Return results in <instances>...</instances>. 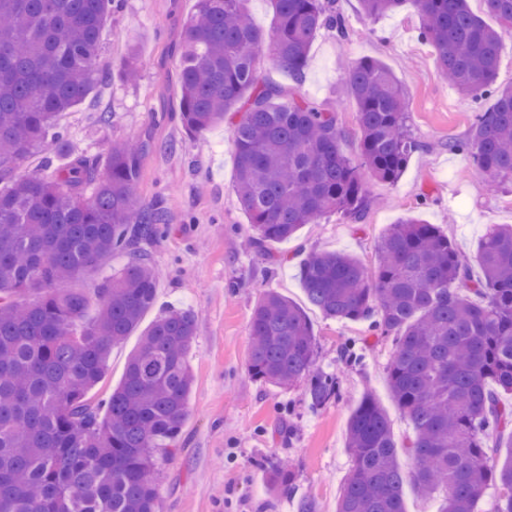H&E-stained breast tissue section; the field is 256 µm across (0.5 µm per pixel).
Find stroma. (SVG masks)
<instances>
[{
    "label": "stroma",
    "mask_w": 512,
    "mask_h": 512,
    "mask_svg": "<svg viewBox=\"0 0 512 512\" xmlns=\"http://www.w3.org/2000/svg\"><path fill=\"white\" fill-rule=\"evenodd\" d=\"M194 5L195 0H122L99 51L109 81L61 118L73 158L105 156L116 141L148 144L135 196L158 202L169 219L166 236L143 246L159 274L156 301L138 332L113 348L102 389L111 391L122 381L141 331L164 310H190L196 324L189 354L194 384L179 449L156 474L162 512H297L301 498L310 500L314 512H336L349 470L345 433L353 405L371 393L397 440L411 435L412 427L387 386L391 342L370 335L366 323L330 319L313 307L299 265L309 253L336 251L375 269L384 235L407 216L439 225L475 261L488 225H512V184L491 189L489 177L468 156L450 152L448 141L466 137L477 113L492 101H465L449 85L432 47L419 37L412 6L370 20L359 0H337L349 39L320 29L298 83L263 53L261 77L335 111L343 149L357 160L360 131L346 69L363 58L379 60L410 92V125L421 147L395 184L367 179L370 207L361 223L326 214L272 245L268 261L243 249L252 231L234 190L228 125L192 135L179 118L182 29ZM131 45L139 49L141 69L128 82L117 66ZM105 112L112 115L111 125L100 121ZM270 289L304 310L316 341V365L337 377V398L319 411L309 410L303 383L262 385L247 370L250 317ZM351 338L365 343L357 366L340 358ZM276 463L292 468L294 497L272 493L265 483L266 470Z\"/></svg>",
    "instance_id": "1"
}]
</instances>
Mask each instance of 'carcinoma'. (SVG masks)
Masks as SVG:
<instances>
[{
	"mask_svg": "<svg viewBox=\"0 0 512 512\" xmlns=\"http://www.w3.org/2000/svg\"><path fill=\"white\" fill-rule=\"evenodd\" d=\"M245 0H196L184 26L180 120L191 134L230 123L235 190L254 234L252 250L288 240L336 211L366 209L360 168L342 149L336 113L265 82L273 63L301 81L322 28L348 37L329 0H271L274 27L248 19ZM492 26L468 0H360L370 18L410 4L419 37L466 100L495 98L465 139L448 150L470 156L491 189L512 182V87L494 81L512 34V0H481ZM118 0H0V512H160L153 476L176 451L188 413V355L195 318L172 308L142 334L122 383L106 402L92 391L156 299L157 273L140 248L168 223L157 203L137 202L141 149L115 143L104 158L54 166L66 141L59 116L107 80L98 65L102 33ZM347 83L369 174L394 184L419 148L408 123V93L382 63L348 67ZM47 148L48 174L16 173ZM370 273L353 256L312 252L299 278L311 305L339 320L368 321L391 339L389 392L412 424L399 442L387 415L363 398L347 423L351 467L336 512H406L403 487L427 497L445 489L439 512H474L491 485L512 512V225L492 224L480 240L475 277L438 225L409 217L392 225ZM115 256L123 266L94 295L62 284ZM93 318H88L91 306ZM250 375L262 384L306 381L309 407L338 395L317 368L304 311L266 293L250 323ZM414 461L406 473L399 449ZM271 467L267 484L293 486Z\"/></svg>",
	"mask_w": 512,
	"mask_h": 512,
	"instance_id": "cac0c4a2",
	"label": "carcinoma"
}]
</instances>
